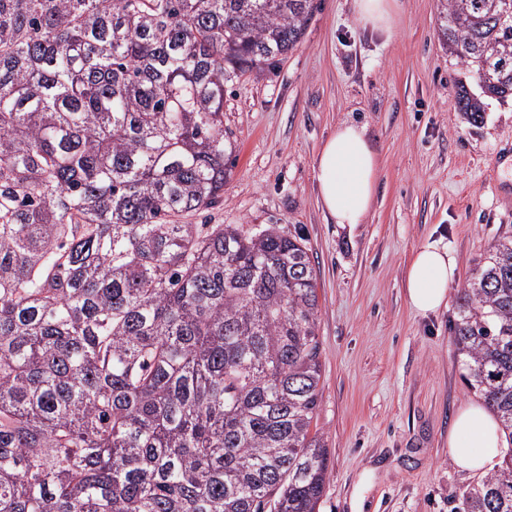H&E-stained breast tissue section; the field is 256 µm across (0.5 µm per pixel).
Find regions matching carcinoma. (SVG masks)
<instances>
[{
	"label": "carcinoma",
	"instance_id": "carcinoma-1",
	"mask_svg": "<svg viewBox=\"0 0 512 512\" xmlns=\"http://www.w3.org/2000/svg\"><path fill=\"white\" fill-rule=\"evenodd\" d=\"M481 124L512 0H443ZM314 0H0V512H318L329 449L305 239L193 224L224 193V91ZM471 389L512 441V234L460 289ZM459 512H512V450Z\"/></svg>",
	"mask_w": 512,
	"mask_h": 512
}]
</instances>
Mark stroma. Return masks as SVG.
<instances>
[{"mask_svg": "<svg viewBox=\"0 0 512 512\" xmlns=\"http://www.w3.org/2000/svg\"><path fill=\"white\" fill-rule=\"evenodd\" d=\"M440 0H397L390 31L360 24L354 0H316L303 42L224 94L237 141L224 195L198 224L300 234L319 303L321 398L312 428L329 449L319 512H457L475 477L448 457L459 407L475 400L452 345L459 291L512 231V102L480 125L455 110L464 71L439 36ZM362 126L378 154L363 223L324 212L315 157L337 125ZM448 247V306L412 312L408 261Z\"/></svg>", "mask_w": 512, "mask_h": 512, "instance_id": "35a3bbf8", "label": "stroma"}]
</instances>
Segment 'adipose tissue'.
I'll list each match as a JSON object with an SVG mask.
<instances>
[{
    "label": "adipose tissue",
    "mask_w": 512,
    "mask_h": 512,
    "mask_svg": "<svg viewBox=\"0 0 512 512\" xmlns=\"http://www.w3.org/2000/svg\"><path fill=\"white\" fill-rule=\"evenodd\" d=\"M320 203L335 223L359 224L370 212L379 160L363 127L342 123L316 155ZM456 261L447 247L418 248L406 268L404 288L409 307L419 314L446 306ZM507 446L496 415L478 402L463 405L448 434V457L458 471L474 475L498 460Z\"/></svg>",
    "instance_id": "1"
}]
</instances>
